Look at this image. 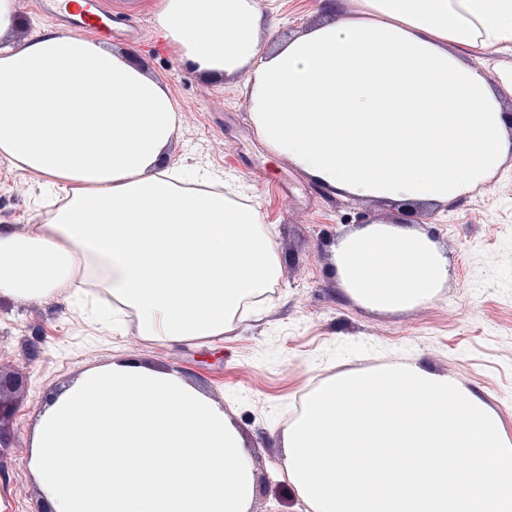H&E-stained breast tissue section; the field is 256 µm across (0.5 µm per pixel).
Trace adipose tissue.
<instances>
[{
	"label": "adipose tissue",
	"instance_id": "adipose-tissue-1",
	"mask_svg": "<svg viewBox=\"0 0 512 512\" xmlns=\"http://www.w3.org/2000/svg\"><path fill=\"white\" fill-rule=\"evenodd\" d=\"M169 52L242 77L255 133L340 195L445 207L512 159V0H357L264 44L260 0H150ZM0 0V164L40 174L63 204L0 225V300L82 302L120 333L167 344L231 332L283 272L259 212L167 158L181 108L102 41L22 32ZM337 281L373 311L435 298L450 264L426 233L376 223L332 248ZM28 467L45 512H250L254 465L217 401L183 373L133 360L82 370L43 402ZM512 69V44L490 56L486 67V75L491 83H497L502 73Z\"/></svg>",
	"mask_w": 512,
	"mask_h": 512
}]
</instances>
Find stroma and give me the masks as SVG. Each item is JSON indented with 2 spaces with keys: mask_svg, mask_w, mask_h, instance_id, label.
Instances as JSON below:
<instances>
[{
  "mask_svg": "<svg viewBox=\"0 0 512 512\" xmlns=\"http://www.w3.org/2000/svg\"><path fill=\"white\" fill-rule=\"evenodd\" d=\"M112 13L105 39L159 77L182 108L169 154L220 180L236 181L275 235L284 273L271 299L224 339L161 344L135 326L114 336L85 324L77 308L0 302V369L23 378L0 450V495L11 512H40L28 470L32 429L52 391L81 370L119 358L181 371L224 403L255 467L250 512H309L289 486L282 429L298 394L329 377L391 360L414 359L485 401L512 435V167L421 223L447 253L450 276L434 301L384 313L350 299L338 283L332 247L374 222H397L398 204L342 196L301 176L258 141L242 82L193 73L157 44L142 0H103ZM275 38L323 18L320 0H261ZM42 178L0 165V224L35 223Z\"/></svg>",
  "mask_w": 512,
  "mask_h": 512,
  "instance_id": "1",
  "label": "stroma"
}]
</instances>
